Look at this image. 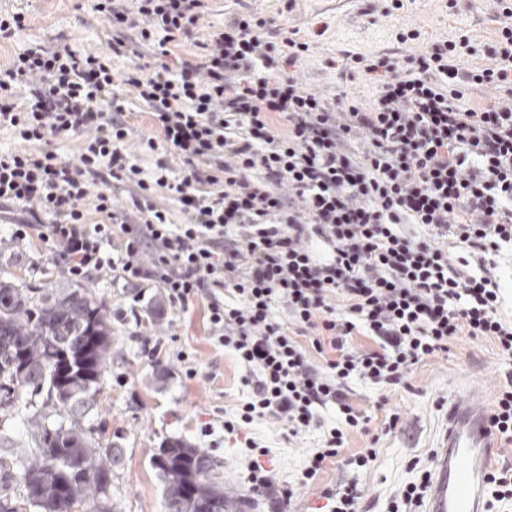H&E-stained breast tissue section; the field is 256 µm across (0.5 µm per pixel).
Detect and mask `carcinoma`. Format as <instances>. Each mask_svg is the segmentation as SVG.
Wrapping results in <instances>:
<instances>
[{
	"instance_id": "obj_1",
	"label": "carcinoma",
	"mask_w": 512,
	"mask_h": 512,
	"mask_svg": "<svg viewBox=\"0 0 512 512\" xmlns=\"http://www.w3.org/2000/svg\"><path fill=\"white\" fill-rule=\"evenodd\" d=\"M112 326L91 291L48 290L34 303L0 284V405L45 394L42 420L22 418L30 445L0 458V481L18 476L38 512H112L107 489L120 462L112 445L92 452L81 420L94 408L111 356ZM163 482L162 512H225L246 500L230 495L202 448L171 439L151 458Z\"/></svg>"
}]
</instances>
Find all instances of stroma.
I'll list each match as a JSON object with an SVG mask.
<instances>
[{"mask_svg": "<svg viewBox=\"0 0 512 512\" xmlns=\"http://www.w3.org/2000/svg\"><path fill=\"white\" fill-rule=\"evenodd\" d=\"M95 0H0V12H20L25 26L8 39H0V68L7 67L30 43L52 45L59 36H68L75 48L97 50L101 30L93 23ZM251 4L275 19L278 27L296 31L298 38L318 36L323 55L305 62L308 79L316 85H340V73L327 68L325 58L339 51L400 56L404 46L394 19L372 21V7L388 10L393 0H211L208 20L222 25L224 20ZM512 9V0H404L400 11L407 22L420 27L427 39L455 38L466 34L477 45L494 44L500 37L496 21L503 9ZM0 282L37 297L50 288L74 287V280L52 264L40 242L26 251H17L10 240L8 224L0 222ZM92 291L106 305L112 324V350L95 408L83 426L92 442L114 443L122 459L112 470L109 499L115 512H162V482L150 464L160 444L171 438L184 439L205 449L218 461L216 470L224 483L241 494H249L243 466L244 449L224 435L221 410H233L248 396L242 383L243 370L233 352L216 347L207 338L201 307L172 313L174 340L166 341L159 365L141 358L134 338L161 322L157 310L161 291L148 289V301L134 308L135 289L123 287L105 276L88 281ZM195 353L197 377L186 374L179 352ZM512 373V363L498 361L492 340L471 341L462 336L453 340L447 359L429 358L420 363L409 378L408 387H386L351 379V404L371 417L368 432L347 429L335 409L322 413L327 426L344 430L345 447L340 457L327 462L314 483L298 490L288 512H314L326 503L322 493L336 484L355 480L370 485V512H388L400 486L416 481L418 470L412 462L426 458L437 448L445 427V410L437 400L451 397L476 381H489L491 374ZM406 414L404 429L386 432L391 413ZM210 424L202 434V424ZM261 445L270 450L263 458L284 485H296L306 466L310 449L318 447L322 430L306 434L296 446H289L278 431L257 422L249 429ZM377 446L378 458L371 470L344 466V458L364 448Z\"/></svg>", "mask_w": 512, "mask_h": 512, "instance_id": "35a3bbf8", "label": "stroma"}]
</instances>
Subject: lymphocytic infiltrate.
Returning a JSON list of instances; mask_svg holds the SVG:
<instances>
[{
  "instance_id": "obj_1",
  "label": "lymphocytic infiltrate",
  "mask_w": 512,
  "mask_h": 512,
  "mask_svg": "<svg viewBox=\"0 0 512 512\" xmlns=\"http://www.w3.org/2000/svg\"><path fill=\"white\" fill-rule=\"evenodd\" d=\"M208 2L97 0L100 48L36 44L0 69V128L17 137L0 153V207L26 213L12 241L40 240L71 278L202 305L249 389L224 420L234 437L261 420L294 440L328 407L367 431L349 380L406 383L461 336L511 360L498 258L512 249V13L482 51L415 31L402 58L352 55L374 86L363 97L309 83L319 40H269L253 11L209 24ZM192 40L199 54L173 55ZM473 92L483 107L466 105ZM129 98L161 132L141 142L148 169L127 144ZM70 133L84 140L63 160L48 139ZM358 329L377 349L350 347Z\"/></svg>"
}]
</instances>
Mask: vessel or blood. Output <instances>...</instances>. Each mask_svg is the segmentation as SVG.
I'll return each instance as SVG.
<instances>
[{"instance_id":"obj_1","label":"vessel or blood","mask_w":512,"mask_h":512,"mask_svg":"<svg viewBox=\"0 0 512 512\" xmlns=\"http://www.w3.org/2000/svg\"><path fill=\"white\" fill-rule=\"evenodd\" d=\"M500 462L488 392L473 385L448 405V426L436 451L424 512H485L488 478Z\"/></svg>"}]
</instances>
